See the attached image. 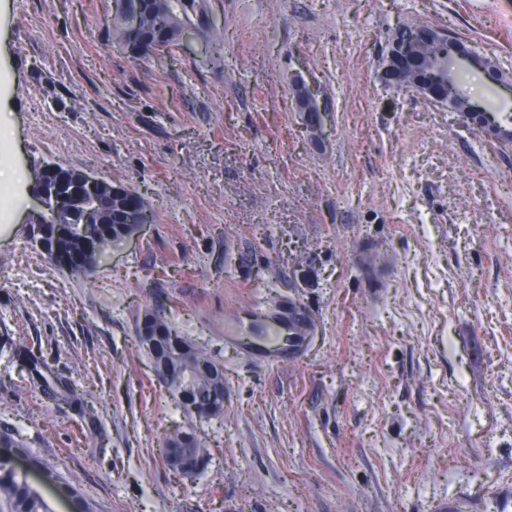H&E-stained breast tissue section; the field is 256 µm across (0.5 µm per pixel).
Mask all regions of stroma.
Listing matches in <instances>:
<instances>
[{"label":"stroma","mask_w":512,"mask_h":512,"mask_svg":"<svg viewBox=\"0 0 512 512\" xmlns=\"http://www.w3.org/2000/svg\"><path fill=\"white\" fill-rule=\"evenodd\" d=\"M113 9L0 0V433L53 512L74 489L96 512H512V136L376 77L424 23L512 78V0H205L171 59L113 43ZM460 76L512 113V87ZM48 163L151 212L79 278L31 238ZM255 301L305 310L298 360L226 347ZM149 313L223 369L219 415L158 382ZM33 356L75 400L32 382ZM179 432L200 471L166 466Z\"/></svg>","instance_id":"35a3bbf8"}]
</instances>
